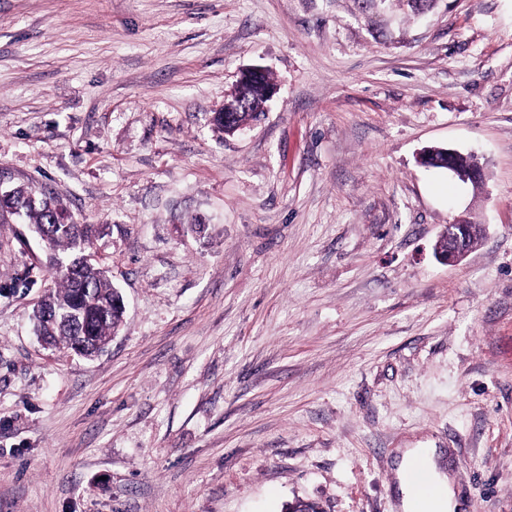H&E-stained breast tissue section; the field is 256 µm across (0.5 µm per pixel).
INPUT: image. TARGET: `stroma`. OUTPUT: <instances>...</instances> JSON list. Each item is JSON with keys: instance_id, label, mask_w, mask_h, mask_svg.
Returning a JSON list of instances; mask_svg holds the SVG:
<instances>
[{"instance_id": "35a3bbf8", "label": "stroma", "mask_w": 512, "mask_h": 512, "mask_svg": "<svg viewBox=\"0 0 512 512\" xmlns=\"http://www.w3.org/2000/svg\"><path fill=\"white\" fill-rule=\"evenodd\" d=\"M251 67L267 112L218 132ZM0 174L126 305L44 348L48 250L0 224V512H401L405 448L512 512V0H0ZM459 155L464 157H470L471 159V168L467 173H462L459 166ZM448 172L453 173L455 176H460L462 180L468 181L469 179H477L480 178L481 175H484V171L482 166L479 164L477 159L473 155H465L456 150L448 149ZM467 219H460L458 217L452 224H448L441 231L437 241L442 237H448V250L447 252L440 251L436 253L440 260L448 264H456L464 259L469 253L466 240L462 235V224H465Z\"/></svg>"}]
</instances>
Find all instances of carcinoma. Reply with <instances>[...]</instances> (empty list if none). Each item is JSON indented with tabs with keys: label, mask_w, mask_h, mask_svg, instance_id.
<instances>
[{
	"label": "carcinoma",
	"mask_w": 512,
	"mask_h": 512,
	"mask_svg": "<svg viewBox=\"0 0 512 512\" xmlns=\"http://www.w3.org/2000/svg\"><path fill=\"white\" fill-rule=\"evenodd\" d=\"M269 84L265 76L238 88L236 95L227 102L229 107L239 103L234 123H224V113L220 112L213 118L214 126L227 135L252 120L254 113L263 111ZM8 190L10 194L0 199V223L26 224L35 232L45 233L49 249L72 265L68 272L53 273L54 289L40 301L41 308L50 313L76 309L85 327V332L81 333L68 324L52 323L35 316L36 331L49 347L80 356L91 350L106 349L123 323L125 303L107 271L94 259L83 258V252L93 245L92 229L60 222L59 218L68 210L56 196L32 182L14 184Z\"/></svg>",
	"instance_id": "carcinoma-1"
}]
</instances>
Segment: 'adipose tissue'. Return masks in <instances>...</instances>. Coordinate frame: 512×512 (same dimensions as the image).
Here are the masks:
<instances>
[{"label":"adipose tissue","instance_id":"obj_1","mask_svg":"<svg viewBox=\"0 0 512 512\" xmlns=\"http://www.w3.org/2000/svg\"><path fill=\"white\" fill-rule=\"evenodd\" d=\"M441 458L442 454L436 448L404 450L396 467L403 512H458L461 503L455 494L449 475L440 466ZM417 460L423 465L427 482L434 490L433 495H419L407 478L411 465Z\"/></svg>","mask_w":512,"mask_h":512}]
</instances>
